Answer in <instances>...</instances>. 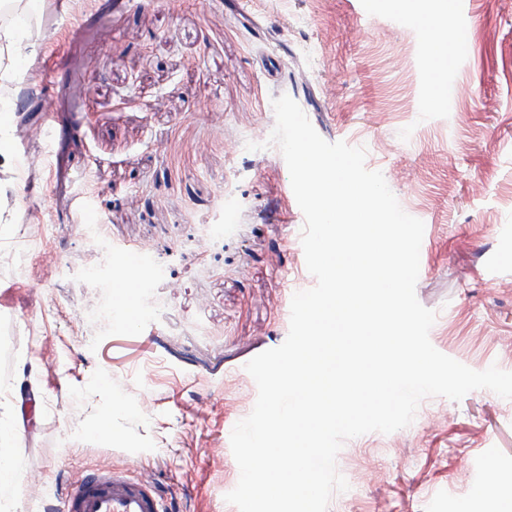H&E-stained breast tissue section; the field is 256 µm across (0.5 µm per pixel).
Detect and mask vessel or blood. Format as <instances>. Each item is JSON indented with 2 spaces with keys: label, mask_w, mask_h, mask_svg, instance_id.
<instances>
[{
  "label": "vessel or blood",
  "mask_w": 512,
  "mask_h": 512,
  "mask_svg": "<svg viewBox=\"0 0 512 512\" xmlns=\"http://www.w3.org/2000/svg\"><path fill=\"white\" fill-rule=\"evenodd\" d=\"M146 254L138 248L117 253L115 271L139 270ZM64 512H169L160 491L143 479L124 472H84L66 489Z\"/></svg>",
  "instance_id": "1"
}]
</instances>
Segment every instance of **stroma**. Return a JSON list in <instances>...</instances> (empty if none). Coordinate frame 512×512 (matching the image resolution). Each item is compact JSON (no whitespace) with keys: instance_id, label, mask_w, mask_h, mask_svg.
I'll return each mask as SVG.
<instances>
[{"instance_id":"obj_1","label":"stroma","mask_w":512,"mask_h":512,"mask_svg":"<svg viewBox=\"0 0 512 512\" xmlns=\"http://www.w3.org/2000/svg\"><path fill=\"white\" fill-rule=\"evenodd\" d=\"M13 94L27 168L0 233V422L34 481L12 512H62L83 470L164 484L177 512H238L230 449L312 288L304 216L278 147L273 98L292 97L329 142L365 147L423 221L416 296L430 341L471 369L512 371V0H460L472 40L441 70L429 28L392 0H35ZM461 91L427 108L444 82ZM51 128L54 139L29 133ZM258 143L248 151L246 143ZM94 201L96 222L84 205ZM150 256L126 290L116 250ZM150 304L125 323L126 299ZM346 492L328 512H480L512 479V400L481 389L424 399L413 423L346 441ZM476 497L485 504L489 510L485 512H511L512 511V491L507 496L508 500L500 496L498 492V478H493L486 484L482 485L476 491Z\"/></svg>"}]
</instances>
